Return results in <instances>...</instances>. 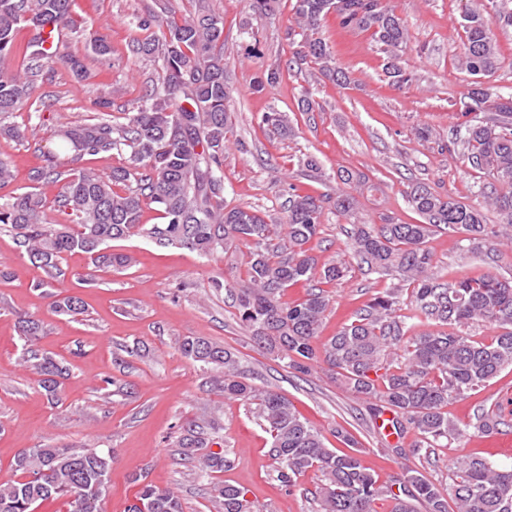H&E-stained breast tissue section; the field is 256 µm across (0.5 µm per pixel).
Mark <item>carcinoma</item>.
Returning a JSON list of instances; mask_svg holds the SVG:
<instances>
[{
	"instance_id": "cac0c4a2",
	"label": "carcinoma",
	"mask_w": 512,
	"mask_h": 512,
	"mask_svg": "<svg viewBox=\"0 0 512 512\" xmlns=\"http://www.w3.org/2000/svg\"><path fill=\"white\" fill-rule=\"evenodd\" d=\"M72 0H0V63L13 53L22 25L36 35L23 52L19 68L0 66V135L19 137L10 115L28 105L45 63L60 61L80 76L83 62L64 43L51 52L43 49L46 26L67 27ZM160 12L139 23L146 36L130 38L129 52L153 59L159 83L143 96L137 111L119 127L109 121L66 126L58 142L38 149L41 165L30 173L23 192L0 197V226L16 236L21 253L43 270L40 288H52L64 276L62 255L81 252L96 268L124 269L133 258L112 252V242L144 237L160 246H178L205 257L228 253L238 242L249 244L244 258L246 285L219 284L235 299L240 321L254 342L276 355L284 365L308 374L324 364L346 390L382 404L393 413V425L404 419L418 431L420 445L435 448L462 437L459 426L443 408L512 367V279L470 266L452 271L441 283L434 276L433 254L427 247L434 233L453 228L463 234L470 253L493 240L512 241V93L489 84L500 67V51L492 31L499 22L512 26V11L497 0H470L461 11L464 38L458 66L472 81L459 101L467 116L487 112L482 121L459 123L448 145L461 149L472 168L493 176L500 192L484 194V204L506 217L498 230L485 223L482 209L441 193L425 182L408 187V203L420 222L394 220L386 224H356L351 248L367 269L380 276H396L411 288L410 301L392 289L375 297L333 336L319 341L330 304L323 286L346 276L347 266L334 260L318 264L310 244L319 234L325 207L355 221L360 209L354 194L360 176L338 175L346 188L336 196L291 193L286 222L270 224L253 208L224 206V178L219 175L230 123V90L224 77V17L199 4L194 13L171 15L170 0H161ZM297 29L288 32L292 58L287 70L308 68L315 79L324 76L339 85L351 83L333 47L322 37L325 17L334 13L344 28L366 32L386 56V74L398 88L411 81L401 66L399 52L408 30L391 0H295ZM157 27L158 32L151 31ZM262 123L277 137L291 135L281 112H265ZM130 149L128 164L104 174L80 165L87 157ZM56 189L53 206L72 218L70 224L47 221L44 189ZM155 205L164 222L141 223L144 201ZM309 284L305 297L282 302L283 293ZM64 316L85 312L81 299L67 295L54 301ZM406 309L407 315H400ZM426 319L433 329L405 337L409 319ZM485 321L497 333L477 341L461 327ZM24 341L22 363L40 376L50 400H59L63 380L70 375L65 359L41 350L43 322L19 317ZM401 349L397 366L385 363ZM180 352L209 374L212 390L253 406L254 414L272 438L270 453L277 462L276 480L291 489L299 476L320 473L316 491L318 512H377L389 503V512H512V466L500 467L487 457H460L448 463V489L442 491L421 473L407 469L392 481H383L364 464L358 441L346 430L336 437L350 451L339 453L325 445L315 428L284 395L247 382L238 356L205 337L186 336ZM512 428V419L481 408L473 429L491 434ZM216 419L204 414L186 424L179 447L201 478H211L232 465L225 450L208 449V431ZM17 479L0 484V512H35L43 503L67 499L70 512H104L102 506L112 471V455L93 449L40 444L25 448L13 462ZM139 486L127 512H183L177 493L133 477ZM219 512H262L247 499L248 490L227 482L210 488Z\"/></svg>"
}]
</instances>
